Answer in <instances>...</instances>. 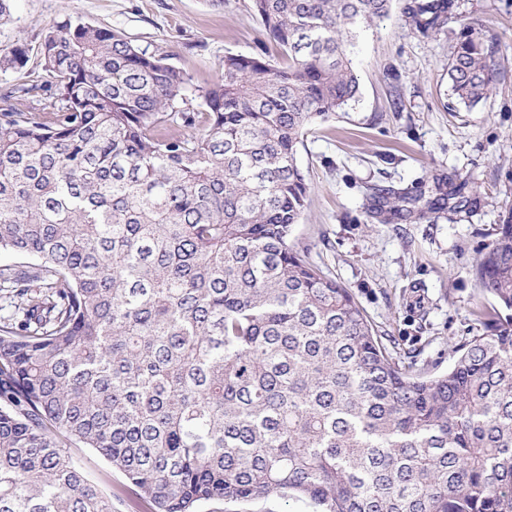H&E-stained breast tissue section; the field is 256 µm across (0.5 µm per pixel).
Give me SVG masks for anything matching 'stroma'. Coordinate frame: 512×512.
<instances>
[{"instance_id": "1", "label": "stroma", "mask_w": 512, "mask_h": 512, "mask_svg": "<svg viewBox=\"0 0 512 512\" xmlns=\"http://www.w3.org/2000/svg\"><path fill=\"white\" fill-rule=\"evenodd\" d=\"M410 0L355 37L354 100L316 123L298 148L310 187L293 240L308 261L348 288L384 346L430 374L448 370L453 348L490 333L506 315L475 278L478 259L512 213V0H455L454 17L425 36L409 25ZM0 49L28 50L21 70H0V95L41 69L45 25L67 18L112 28L167 56L191 86L221 76L225 54L269 46L250 0H12ZM495 42V90L472 108L452 95L448 61L465 24ZM87 477L128 497L125 477L91 449L71 451ZM203 512H317L277 495Z\"/></svg>"}]
</instances>
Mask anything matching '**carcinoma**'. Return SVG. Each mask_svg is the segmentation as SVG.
Segmentation results:
<instances>
[{
  "instance_id": "carcinoma-1",
  "label": "carcinoma",
  "mask_w": 512,
  "mask_h": 512,
  "mask_svg": "<svg viewBox=\"0 0 512 512\" xmlns=\"http://www.w3.org/2000/svg\"><path fill=\"white\" fill-rule=\"evenodd\" d=\"M391 2L252 0L284 62L227 53L207 88L117 30L44 31L45 75L0 99V296L23 314L0 317V512H113L71 444L154 512H512V322L427 375L290 241L298 146L354 98L352 35ZM497 66L466 28L453 95L486 99ZM475 275L512 311V212ZM200 510L203 512H317L320 509L309 501L272 495L266 499L250 502L205 505Z\"/></svg>"
}]
</instances>
